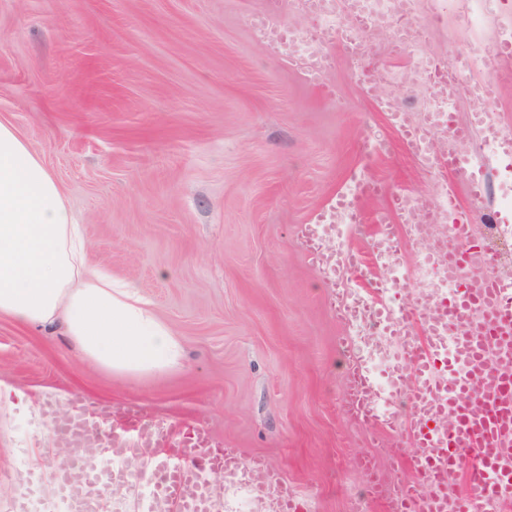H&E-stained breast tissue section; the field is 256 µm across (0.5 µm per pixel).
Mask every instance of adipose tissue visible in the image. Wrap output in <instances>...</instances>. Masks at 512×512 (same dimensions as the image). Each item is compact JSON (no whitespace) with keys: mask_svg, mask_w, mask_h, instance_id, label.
<instances>
[{"mask_svg":"<svg viewBox=\"0 0 512 512\" xmlns=\"http://www.w3.org/2000/svg\"><path fill=\"white\" fill-rule=\"evenodd\" d=\"M82 229L40 158L0 120V316L22 324L61 321L100 369L151 375L177 369L183 347L138 297L85 260Z\"/></svg>","mask_w":512,"mask_h":512,"instance_id":"ef3b65f1","label":"adipose tissue"}]
</instances>
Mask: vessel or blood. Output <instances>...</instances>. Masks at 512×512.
I'll list each match as a JSON object with an SVG mask.
<instances>
[{"label":"vessel or blood","instance_id":"obj_1","mask_svg":"<svg viewBox=\"0 0 512 512\" xmlns=\"http://www.w3.org/2000/svg\"><path fill=\"white\" fill-rule=\"evenodd\" d=\"M380 192L368 183L353 196L342 195L337 207L347 208L355 223H363V203ZM446 209L454 220L448 250L433 254L435 264L456 283L451 299L428 313L420 303L410 310L386 317L389 335L397 337L408 365H394L393 395L409 391L412 409L406 420L394 411L378 412L375 385L365 369L352 367L348 378L346 408L362 425L381 432L404 427L414 448L413 465L424 493L413 486L375 476L372 491L386 512H478L480 507L512 500V367L494 366L489 351L498 345L512 350V280L476 276L475 259L487 253L471 236L469 213L448 196ZM405 211L387 216L378 211L367 237V253L345 252L347 273L361 278L372 298H380L384 286L365 278L366 257L377 246L413 233ZM112 434L104 444L110 450V467L87 466L83 446L95 438L84 416L65 414L55 421V434L71 448L65 466L54 477L63 499L75 501L81 487L99 482L130 486L135 461H148V483L157 499L172 512H209L212 488L208 474L238 475L254 496L270 498L276 512H296L294 496L281 473L265 460L244 462L238 449L218 441L202 424L158 419L145 422L134 403L113 406Z\"/></svg>","mask_w":512,"mask_h":512}]
</instances>
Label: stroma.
Instances as JSON below:
<instances>
[{"instance_id": "1", "label": "stroma", "mask_w": 512, "mask_h": 512, "mask_svg": "<svg viewBox=\"0 0 512 512\" xmlns=\"http://www.w3.org/2000/svg\"><path fill=\"white\" fill-rule=\"evenodd\" d=\"M270 11L300 34L320 27L274 0H0V119L60 184L88 264L134 283L185 349L173 372L119 376L88 363L60 323L0 316V512L61 505L50 475L26 476L60 451L43 431L50 399L80 398L90 417L134 402L150 419L200 420L279 470L304 512H384L361 455L413 479L405 436H374L344 411L350 327L299 227L361 178L381 189L370 211L462 184L446 157L422 161L382 104L436 134L429 87L404 72L423 57L494 55L489 97L462 73L448 110L474 139L485 113L512 130V0H485L477 18L472 0H410L414 47L390 29L352 51L330 38L318 83L255 36L250 18ZM483 166L490 193L461 202L475 224L491 212L512 226V156Z\"/></svg>"}]
</instances>
